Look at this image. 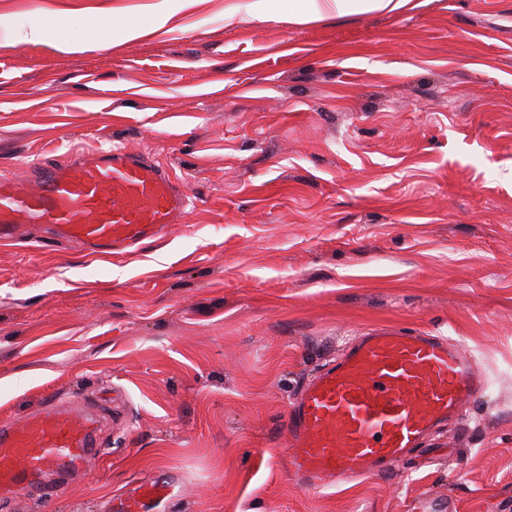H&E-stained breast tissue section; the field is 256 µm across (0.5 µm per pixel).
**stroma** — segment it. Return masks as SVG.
<instances>
[{"label":"stroma","mask_w":512,"mask_h":512,"mask_svg":"<svg viewBox=\"0 0 512 512\" xmlns=\"http://www.w3.org/2000/svg\"><path fill=\"white\" fill-rule=\"evenodd\" d=\"M249 2L0 0V174L117 143L188 197L112 256L0 245V422L101 416L76 475L0 512H107L151 479L153 512H512V0L301 24ZM383 328L459 340L486 392L385 475L297 484L289 402ZM84 24V19L77 14H55L44 17L32 30L33 40H41L47 31H67Z\"/></svg>","instance_id":"1"}]
</instances>
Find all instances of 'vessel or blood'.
Listing matches in <instances>:
<instances>
[{"label":"vessel or blood","instance_id":"obj_1","mask_svg":"<svg viewBox=\"0 0 512 512\" xmlns=\"http://www.w3.org/2000/svg\"><path fill=\"white\" fill-rule=\"evenodd\" d=\"M187 198L143 154L115 145L43 168L38 181L0 176V242L17 243L39 224L109 255L180 223ZM486 390L469 352L453 339L372 331L325 365L290 407L289 471L306 487H333L383 474L438 423ZM95 445L87 413L52 407L0 425V494L76 469ZM150 482L121 498L116 512H147L169 497Z\"/></svg>","mask_w":512,"mask_h":512}]
</instances>
